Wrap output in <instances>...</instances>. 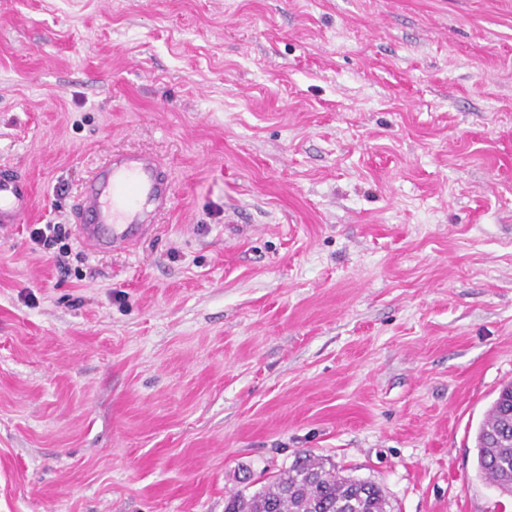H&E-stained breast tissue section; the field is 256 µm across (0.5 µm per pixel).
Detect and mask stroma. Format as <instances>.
<instances>
[{
    "label": "stroma",
    "instance_id": "1",
    "mask_svg": "<svg viewBox=\"0 0 512 512\" xmlns=\"http://www.w3.org/2000/svg\"><path fill=\"white\" fill-rule=\"evenodd\" d=\"M170 171L131 250L71 218ZM0 512H224L311 454L391 512H512V0H0ZM61 224L67 265L29 236ZM171 205L169 174L153 156L115 154L97 168L75 201L77 233L93 253L129 250ZM33 191L28 178L17 169L0 171V226L19 224L29 212ZM476 467L501 494L512 495V382L499 390L474 432Z\"/></svg>",
    "mask_w": 512,
    "mask_h": 512
}]
</instances>
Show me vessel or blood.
Returning a JSON list of instances; mask_svg holds the SVG:
<instances>
[{
    "label": "vessel or blood",
    "mask_w": 512,
    "mask_h": 512,
    "mask_svg": "<svg viewBox=\"0 0 512 512\" xmlns=\"http://www.w3.org/2000/svg\"><path fill=\"white\" fill-rule=\"evenodd\" d=\"M28 178L16 169L0 171V226L22 222L32 204ZM172 205L167 171L142 152L113 155L84 184L75 204L81 242L94 253L134 247Z\"/></svg>",
    "instance_id": "1"
}]
</instances>
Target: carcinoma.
<instances>
[{"label": "carcinoma", "instance_id": "obj_1", "mask_svg": "<svg viewBox=\"0 0 512 512\" xmlns=\"http://www.w3.org/2000/svg\"><path fill=\"white\" fill-rule=\"evenodd\" d=\"M476 467L500 493L512 495V382L501 387L474 432ZM382 488L345 477L309 455L297 457L268 486L237 494L225 512H388Z\"/></svg>", "mask_w": 512, "mask_h": 512}]
</instances>
